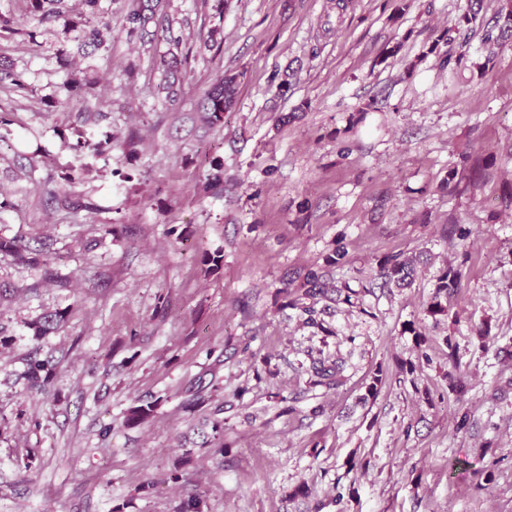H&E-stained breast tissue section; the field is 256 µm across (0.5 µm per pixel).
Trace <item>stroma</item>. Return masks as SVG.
Wrapping results in <instances>:
<instances>
[{
	"instance_id": "stroma-1",
	"label": "stroma",
	"mask_w": 512,
	"mask_h": 512,
	"mask_svg": "<svg viewBox=\"0 0 512 512\" xmlns=\"http://www.w3.org/2000/svg\"><path fill=\"white\" fill-rule=\"evenodd\" d=\"M123 4L101 0L111 47L81 55L78 0H0L22 77L0 84V237L53 244L43 266L0 254V512H512V0H167L171 31L133 40ZM225 73L238 94L212 126L198 103ZM78 128L115 143L74 171L94 213L49 199ZM339 244L349 264L327 265ZM396 254L417 275L388 291ZM311 267L354 292L316 328L290 306ZM318 351L339 388L312 386ZM32 357L57 362L45 391ZM141 399L152 416L127 424ZM460 277L461 274L458 271L451 269L445 270L442 275L439 276L436 291L426 309L428 316H431L437 321L436 316L448 315V298L454 295L456 288H458ZM442 298L445 299V304Z\"/></svg>"
}]
</instances>
